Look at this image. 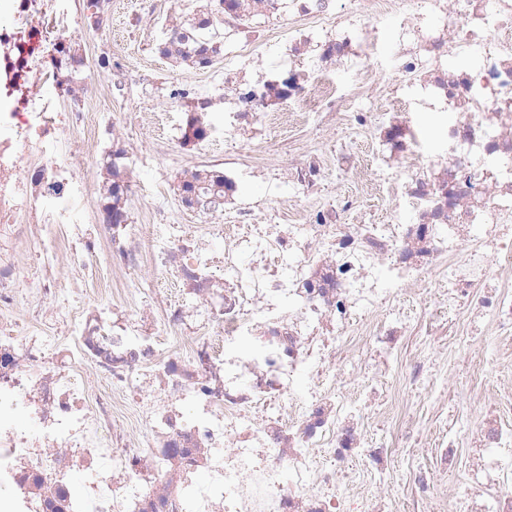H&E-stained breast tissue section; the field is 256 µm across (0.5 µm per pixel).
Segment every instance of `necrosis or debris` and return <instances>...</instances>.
Returning a JSON list of instances; mask_svg holds the SVG:
<instances>
[{"label": "necrosis or debris", "instance_id": "obj_1", "mask_svg": "<svg viewBox=\"0 0 512 512\" xmlns=\"http://www.w3.org/2000/svg\"><path fill=\"white\" fill-rule=\"evenodd\" d=\"M194 2L20 0L0 33V512H512V0ZM330 121L371 158L318 149ZM220 142L245 162L195 163ZM452 358L477 385L453 407ZM423 433L431 465L400 467ZM392 18H381L375 22L377 47L369 59V64L382 73L387 83H394L397 78L391 62V42L394 31Z\"/></svg>", "mask_w": 512, "mask_h": 512}]
</instances>
